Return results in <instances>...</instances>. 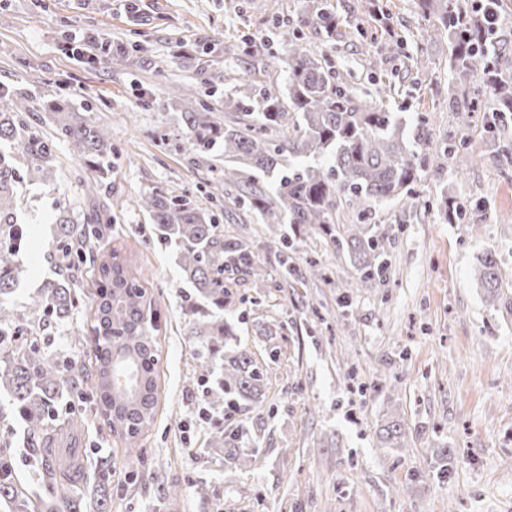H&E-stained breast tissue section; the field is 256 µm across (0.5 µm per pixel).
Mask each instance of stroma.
<instances>
[{"instance_id":"stroma-1","label":"stroma","mask_w":512,"mask_h":512,"mask_svg":"<svg viewBox=\"0 0 512 512\" xmlns=\"http://www.w3.org/2000/svg\"><path fill=\"white\" fill-rule=\"evenodd\" d=\"M375 1L140 0L132 15L122 0H0V83L37 106L24 120L54 143L48 182L16 167L33 246L18 256L27 276L7 304L22 308L28 288L53 278L47 230L57 216L78 219L97 203L160 307L161 396L151 429L130 450L91 415L72 442L85 451V481L97 480L101 457L115 460L112 512H158V493L172 483L180 487L173 512H512V288L488 303L474 273L488 250L512 266V112L489 95L479 111H465L472 87L448 78V37L421 20L417 0H379V21ZM325 10L336 16L330 35L316 26ZM76 35L137 44L140 63L75 64L59 47ZM247 37L259 49L254 67L287 74V41L298 37L349 73L357 96L391 85L405 129L428 115L429 148L446 162L367 214L387 264L375 290L355 288L350 255L321 235L225 208L210 187L223 149L191 150L184 102L163 98L171 82L223 111V91L237 87L243 65L224 47ZM140 90L154 105H140ZM58 99L111 134V174L97 194L87 190L95 172L40 110ZM461 144L472 157L462 166L446 157ZM156 187L188 189L225 235L252 239L270 274L263 289L233 274L223 312L228 346L248 350L266 385L260 416L238 441L253 456L244 471L228 469L223 450L208 445L214 428H235L244 413L203 410L201 345L189 324L200 302L134 204ZM447 195L474 207L478 228L440 223L437 204ZM310 259L325 279L309 276ZM394 415L407 424L404 445L380 447L378 430ZM0 451L16 478L41 492L18 419L0 423Z\"/></svg>"}]
</instances>
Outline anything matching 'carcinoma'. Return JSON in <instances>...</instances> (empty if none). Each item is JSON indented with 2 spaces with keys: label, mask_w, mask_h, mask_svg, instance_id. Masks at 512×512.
<instances>
[{
  "label": "carcinoma",
  "mask_w": 512,
  "mask_h": 512,
  "mask_svg": "<svg viewBox=\"0 0 512 512\" xmlns=\"http://www.w3.org/2000/svg\"><path fill=\"white\" fill-rule=\"evenodd\" d=\"M424 18L439 14L442 32L452 43V77L464 83L478 80L465 106L478 111L487 94L500 99L502 111L512 112V90L499 77L498 61L486 55L477 19L456 8L452 0H419ZM288 90L281 94L279 72L260 69L248 73L251 94L238 98L224 92V112L218 113L195 98L184 110L183 124L189 145L199 155L216 146L224 148L228 165L218 172L213 187L227 189V201L258 213L268 224H293L297 229L320 231L347 247L356 269L355 287L377 286L385 266L379 240L368 235L365 224H349L342 239L332 236L342 206L366 213L370 203L408 193L420 168L439 170L443 159L420 154L415 146L426 139V119L408 138L390 107L363 99L347 87L341 72L315 57L295 38L289 43ZM53 117L56 134L74 155L99 167V179L112 143L108 132L83 112H72L57 101L43 104ZM33 106L14 87L0 84V145L15 143L29 180L51 176L53 143L22 122ZM329 158V163L322 158ZM271 178L264 186L251 171ZM153 223L154 234L176 253L184 278L195 295L213 309L224 310L228 294L224 273L236 270L253 287L267 282L264 267L255 259L245 235L224 236L212 213L183 189H156L137 200ZM21 195L17 189L15 159L0 151V297L13 293L25 275L17 254L27 244L26 225L18 223ZM441 218L454 224L465 218L461 206L440 199ZM108 230L103 210L93 207L78 223L62 213L53 224L52 247L58 262L56 277L28 297L21 309L0 304V395L8 410L21 419L29 455L39 468V482L48 497L35 502L17 484L10 467L0 463V512H111L112 459L100 460L99 479L81 489L73 486L82 468L80 449L56 447L51 425L59 410L68 409L60 435L75 437L85 424L72 408L73 399L91 392L98 398L96 416L112 437L129 447L153 424L159 403L160 354L155 338L159 312L148 289L133 274L128 259L117 247L100 248ZM93 267V287L86 332L103 337L97 348L81 356L54 354L46 322L70 321L78 306L83 267ZM477 279L495 302L502 289L512 288V272L502 269L491 251L481 258ZM194 335L206 350L199 362L203 373L214 375L204 392V403L221 407L224 399L242 406L248 430L251 414L265 397L264 375L245 350H225L229 329L220 319L196 320ZM406 424L394 416L384 426L381 447L401 448ZM237 434L222 428L209 437L212 448L224 449V461L242 469L252 456L236 445Z\"/></svg>",
  "instance_id": "carcinoma-1"
}]
</instances>
